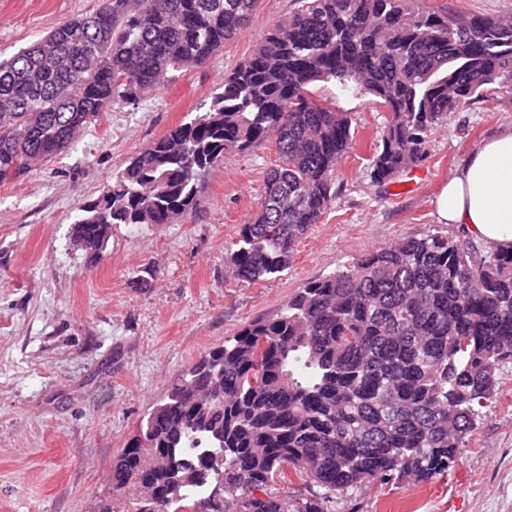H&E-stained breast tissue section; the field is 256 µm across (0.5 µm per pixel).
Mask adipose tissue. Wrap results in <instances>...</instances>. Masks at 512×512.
Here are the masks:
<instances>
[{
  "label": "adipose tissue",
  "instance_id": "obj_1",
  "mask_svg": "<svg viewBox=\"0 0 512 512\" xmlns=\"http://www.w3.org/2000/svg\"><path fill=\"white\" fill-rule=\"evenodd\" d=\"M436 206L440 223L463 226L490 249L512 250V125L477 146Z\"/></svg>",
  "mask_w": 512,
  "mask_h": 512
}]
</instances>
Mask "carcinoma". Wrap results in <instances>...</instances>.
Segmentation results:
<instances>
[{"mask_svg":"<svg viewBox=\"0 0 512 512\" xmlns=\"http://www.w3.org/2000/svg\"><path fill=\"white\" fill-rule=\"evenodd\" d=\"M224 76L208 109L138 152L72 230L108 242L117 224H171L197 204L224 153L275 139L280 163L226 248L240 282L288 269L336 199L351 122L317 83L355 86L388 114L371 160L384 185L426 154L448 113L512 87V22L412 0H297ZM257 0H101L0 60V182L63 153L116 101L136 104L206 64ZM512 362V252L442 234L404 237L304 285L189 365L112 464L102 512H329L376 480L444 475ZM305 375L296 376L297 365ZM292 467L323 492L271 490ZM223 488V500L213 504Z\"/></svg>","mask_w":512,"mask_h":512,"instance_id":"cac0c4a2","label":"carcinoma"}]
</instances>
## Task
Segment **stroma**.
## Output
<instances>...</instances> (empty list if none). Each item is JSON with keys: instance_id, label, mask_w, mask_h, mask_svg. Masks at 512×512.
Masks as SVG:
<instances>
[{"instance_id": "stroma-1", "label": "stroma", "mask_w": 512, "mask_h": 512, "mask_svg": "<svg viewBox=\"0 0 512 512\" xmlns=\"http://www.w3.org/2000/svg\"><path fill=\"white\" fill-rule=\"evenodd\" d=\"M427 9L512 20V0H423ZM96 0H0L7 58ZM297 7L258 0L256 16L208 65L177 73L138 104L114 103L64 153L0 184V512H97L112 462L185 368L249 323L276 315L306 283L411 234L470 242L439 223L436 199L486 137L512 124V88L491 87L429 137L426 157L391 182L369 176L387 115L351 89H312L347 113L353 147L338 195L278 276L224 275L225 249L261 204L274 141L228 152L198 204L172 224H120L97 260L71 238L87 201L139 150L206 111L225 72ZM455 466L425 484L374 482L337 493L329 512H512V363Z\"/></svg>"}]
</instances>
